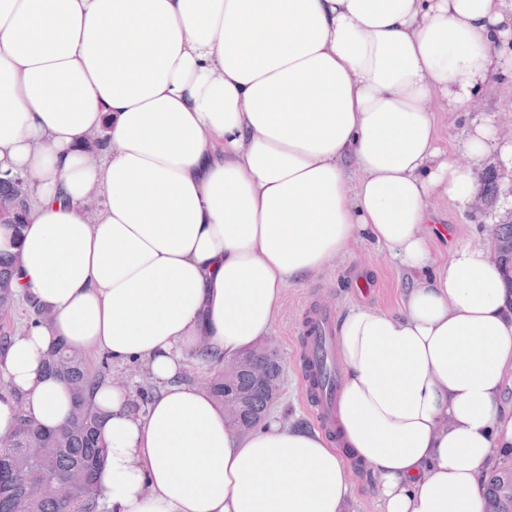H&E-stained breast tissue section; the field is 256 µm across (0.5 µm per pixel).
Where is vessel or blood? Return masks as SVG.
<instances>
[{"instance_id":"1","label":"vessel or blood","mask_w":512,"mask_h":512,"mask_svg":"<svg viewBox=\"0 0 512 512\" xmlns=\"http://www.w3.org/2000/svg\"><path fill=\"white\" fill-rule=\"evenodd\" d=\"M336 310L325 304H311L299 328L306 341L301 344L298 371L304 392L316 411V417L326 432L336 430V388L332 383L314 385L319 370L337 374L333 360L336 334Z\"/></svg>"}]
</instances>
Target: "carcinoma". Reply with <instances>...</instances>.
<instances>
[{
    "label": "carcinoma",
    "mask_w": 512,
    "mask_h": 512,
    "mask_svg": "<svg viewBox=\"0 0 512 512\" xmlns=\"http://www.w3.org/2000/svg\"><path fill=\"white\" fill-rule=\"evenodd\" d=\"M31 202L30 184L23 177L0 179V225L21 224ZM494 240L502 251L500 267L512 289V222L497 225ZM17 256L0 251V351L14 335L12 318L25 311L30 321L49 315L36 308L15 288ZM264 362L267 383L258 385L245 370L224 380L221 362L204 357L202 387L224 409L239 431L258 427L281 396L283 367L276 347L253 349ZM49 374L64 380L71 391L72 410L67 423L49 429L31 419L22 397L15 396L17 421L9 445H0V512H112L97 485L107 448L100 438L101 414L89 394L112 381L109 358L92 361L88 355L60 343L47 353ZM487 512H512V463L491 471L484 483Z\"/></svg>",
    "instance_id": "carcinoma-1"
}]
</instances>
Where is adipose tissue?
<instances>
[{"instance_id":"adipose-tissue-1","label":"adipose tissue","mask_w":512,"mask_h":512,"mask_svg":"<svg viewBox=\"0 0 512 512\" xmlns=\"http://www.w3.org/2000/svg\"><path fill=\"white\" fill-rule=\"evenodd\" d=\"M508 67L512 0H0V177L34 183L0 250L54 315L0 352V435L17 394L67 422L42 367L62 340L142 361L157 387L143 413L92 394L112 512H343L354 462L381 512H485L512 446V290L487 247L435 263L420 226L433 197L470 202L490 154L512 163L491 114L449 156L432 101L467 111ZM362 236L434 273L397 312L343 317L338 440L276 417L229 429L185 381L190 353L241 355L288 285Z\"/></svg>"}]
</instances>
